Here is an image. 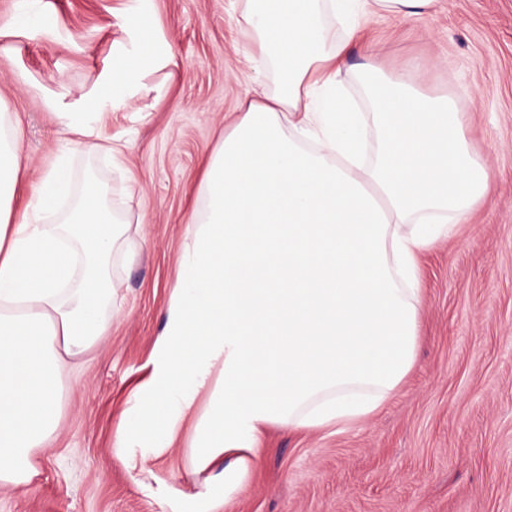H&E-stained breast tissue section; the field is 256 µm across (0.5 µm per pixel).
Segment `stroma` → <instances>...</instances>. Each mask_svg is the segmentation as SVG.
I'll return each instance as SVG.
<instances>
[{
  "label": "stroma",
  "mask_w": 512,
  "mask_h": 512,
  "mask_svg": "<svg viewBox=\"0 0 512 512\" xmlns=\"http://www.w3.org/2000/svg\"><path fill=\"white\" fill-rule=\"evenodd\" d=\"M243 0H0V98L19 121L28 166L15 207L59 154L62 112L88 102L113 157L74 153L75 185L110 189L125 243L110 264L118 308L105 336L61 375L63 410L37 453L34 490L0 486V512H190L169 488L187 480L181 435L146 471L113 451L137 386L154 364L179 274L203 158L239 117L256 68L236 18ZM28 11L36 24L19 27ZM150 19L157 61L104 94L136 50L132 16ZM378 64L455 92L474 156L493 192L453 239L420 256L423 303L414 364L361 428H269L262 469L225 512H512V0H440L426 20L374 18ZM125 98L124 106L112 104Z\"/></svg>",
  "instance_id": "35a3bbf8"
}]
</instances>
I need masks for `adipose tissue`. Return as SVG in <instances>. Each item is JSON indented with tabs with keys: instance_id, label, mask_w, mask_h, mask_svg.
<instances>
[{
	"instance_id": "1",
	"label": "adipose tissue",
	"mask_w": 512,
	"mask_h": 512,
	"mask_svg": "<svg viewBox=\"0 0 512 512\" xmlns=\"http://www.w3.org/2000/svg\"><path fill=\"white\" fill-rule=\"evenodd\" d=\"M246 2L248 54L273 66L279 89L246 100L204 162L153 373L114 441L141 468L191 421L188 472L203 487L192 512H219L250 486L267 428H356L393 396L415 359L417 255L494 189L456 94L373 61L358 73L367 112L337 92L364 25L430 15L439 0ZM132 25L139 44L113 69L116 88L155 63L145 18ZM71 152L16 212L25 163L0 98V485L23 494L60 419L66 357L108 330L106 266L123 246L105 186L75 190ZM134 446L148 457L128 455Z\"/></svg>"
}]
</instances>
